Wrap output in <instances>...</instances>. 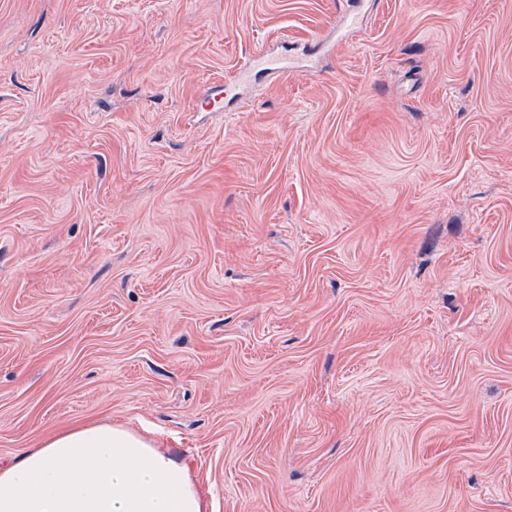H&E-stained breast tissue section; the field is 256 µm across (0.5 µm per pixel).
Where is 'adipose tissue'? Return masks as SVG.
I'll use <instances>...</instances> for the list:
<instances>
[{"mask_svg":"<svg viewBox=\"0 0 512 512\" xmlns=\"http://www.w3.org/2000/svg\"><path fill=\"white\" fill-rule=\"evenodd\" d=\"M186 459L126 426L58 431L0 464V512H211Z\"/></svg>","mask_w":512,"mask_h":512,"instance_id":"obj_1","label":"adipose tissue"}]
</instances>
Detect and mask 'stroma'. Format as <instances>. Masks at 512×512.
<instances>
[{
  "instance_id": "35a3bbf8",
  "label": "stroma",
  "mask_w": 512,
  "mask_h": 512,
  "mask_svg": "<svg viewBox=\"0 0 512 512\" xmlns=\"http://www.w3.org/2000/svg\"><path fill=\"white\" fill-rule=\"evenodd\" d=\"M347 12L0 0V461L108 422L214 512H512V0Z\"/></svg>"
}]
</instances>
